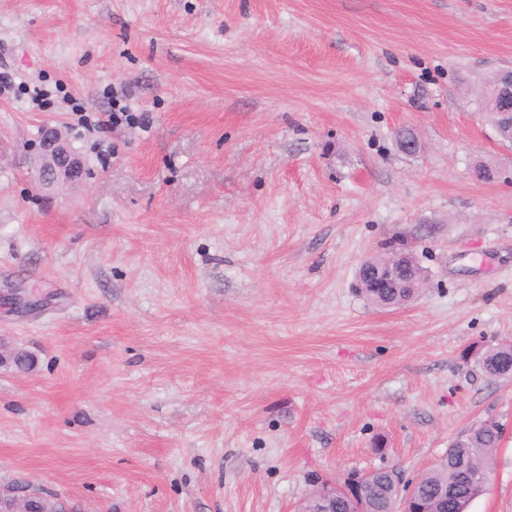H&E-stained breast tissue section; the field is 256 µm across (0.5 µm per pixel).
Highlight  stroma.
<instances>
[{"label": "stroma", "mask_w": 512, "mask_h": 512, "mask_svg": "<svg viewBox=\"0 0 512 512\" xmlns=\"http://www.w3.org/2000/svg\"><path fill=\"white\" fill-rule=\"evenodd\" d=\"M510 68L512 0H0V340L36 359L0 367V483L295 512L493 419L470 512H512V378L475 365L512 341V147L473 95ZM47 125L84 163L51 191ZM392 251L429 285L379 309ZM412 266L411 258L399 254L386 259L377 266L361 265V271L367 281L368 288H409L411 283L404 278L407 268ZM383 272V274H380Z\"/></svg>", "instance_id": "obj_1"}]
</instances>
